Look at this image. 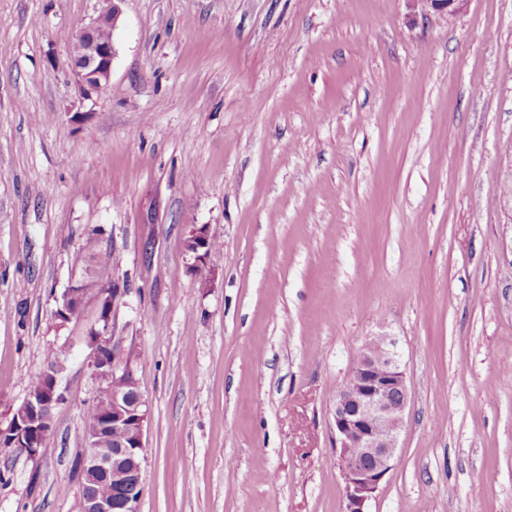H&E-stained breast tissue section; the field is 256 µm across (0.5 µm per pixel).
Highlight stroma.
Wrapping results in <instances>:
<instances>
[{"mask_svg":"<svg viewBox=\"0 0 512 512\" xmlns=\"http://www.w3.org/2000/svg\"><path fill=\"white\" fill-rule=\"evenodd\" d=\"M99 8L0 0V422L66 349L0 512H81L99 307L54 311L92 233L149 404L139 512H343L334 395L381 334L409 403L369 512H512V0H124L85 100ZM124 0H110L109 13L98 15L82 30L67 61L69 71L74 75L83 99L90 100L111 87L112 66L117 51L112 40L114 30L121 16V3ZM111 40L103 42L95 37ZM412 21L427 20L432 16H454L461 11L466 0H406ZM188 235H192L198 239L196 249L193 252L194 255V267L207 266L209 263L212 267L217 266V258L220 253V244L217 240L212 239L209 235L208 228L205 225H191ZM211 240V242H210ZM210 244V246H209ZM208 249H209V261H208Z\"/></svg>","mask_w":512,"mask_h":512,"instance_id":"1","label":"stroma"}]
</instances>
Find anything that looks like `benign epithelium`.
I'll use <instances>...</instances> for the list:
<instances>
[{
	"label": "benign epithelium",
	"instance_id": "1",
	"mask_svg": "<svg viewBox=\"0 0 512 512\" xmlns=\"http://www.w3.org/2000/svg\"><path fill=\"white\" fill-rule=\"evenodd\" d=\"M123 0H110L108 14L97 15L80 33L67 61L84 99L111 87L112 66L117 51L114 42H103L95 31L103 24L116 27ZM413 21L432 16H454L466 0H406ZM188 234L198 239L193 252L194 266H206L211 240L204 225H191ZM90 367L100 384L103 377L118 374L119 353L111 344L108 327L90 337ZM51 381L45 394L27 399L28 410L0 426V441L9 434L11 443L29 455L39 448L35 440L53 430V415L60 403L56 374L47 370ZM406 370L388 338L366 342L352 364L346 382L336 391L332 410V430L345 483V512H368V503L376 497L381 483L392 467L397 440L408 406ZM148 409L145 396L129 395L124 390L112 392V416L105 427L125 432L111 448H97L87 443L82 457L83 488L100 478L112 480L117 473L124 480L118 498L97 493L82 494L81 512H138L142 495L143 437Z\"/></svg>",
	"mask_w": 512,
	"mask_h": 512
}]
</instances>
